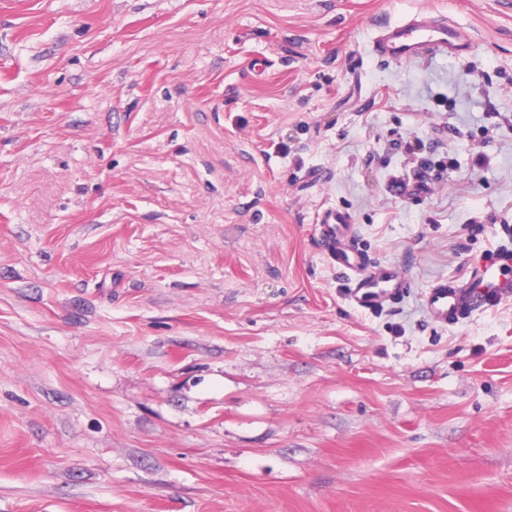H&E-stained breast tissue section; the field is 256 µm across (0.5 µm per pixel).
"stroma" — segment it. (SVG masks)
<instances>
[{
    "label": "stroma",
    "mask_w": 512,
    "mask_h": 512,
    "mask_svg": "<svg viewBox=\"0 0 512 512\" xmlns=\"http://www.w3.org/2000/svg\"><path fill=\"white\" fill-rule=\"evenodd\" d=\"M503 246L512 0H0V512H512V298L422 300ZM464 35L448 21L419 12L404 22L380 28L373 40V52L394 60L423 56H453L467 47ZM351 222L347 212L336 208L325 210L318 224L326 253L351 282L353 303L367 309L404 294L409 285L395 268L370 266L351 244Z\"/></svg>",
    "instance_id": "stroma-1"
}]
</instances>
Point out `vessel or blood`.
I'll list each match as a JSON object with an SVG mask.
<instances>
[{"mask_svg": "<svg viewBox=\"0 0 512 512\" xmlns=\"http://www.w3.org/2000/svg\"><path fill=\"white\" fill-rule=\"evenodd\" d=\"M467 47L463 34L447 21L427 12L380 28L373 40L375 54L394 60L423 56H453ZM324 249L351 282V299L370 308L406 292L408 284L393 267H371L351 242L350 215L340 209L325 210L319 217ZM512 297V248H499L477 261L462 284L440 282L425 296V308L441 323L490 308Z\"/></svg>", "mask_w": 512, "mask_h": 512, "instance_id": "vessel-or-blood-1", "label": "vessel or blood"}]
</instances>
